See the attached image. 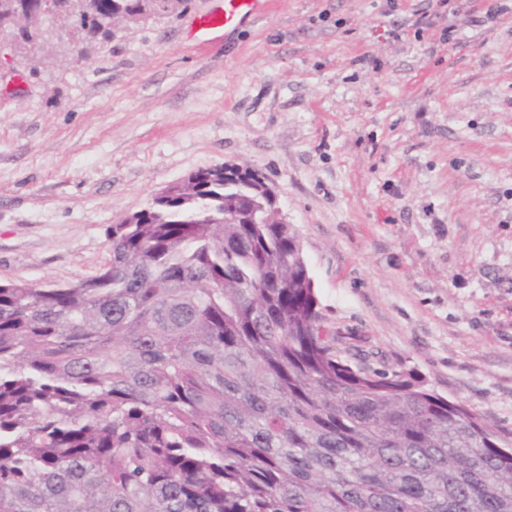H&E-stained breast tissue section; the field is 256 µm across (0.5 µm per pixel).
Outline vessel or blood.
<instances>
[{"label": "vessel or blood", "instance_id": "1", "mask_svg": "<svg viewBox=\"0 0 512 512\" xmlns=\"http://www.w3.org/2000/svg\"><path fill=\"white\" fill-rule=\"evenodd\" d=\"M211 8L195 16L190 33L199 44L213 43L261 15L269 0H211Z\"/></svg>", "mask_w": 512, "mask_h": 512}]
</instances>
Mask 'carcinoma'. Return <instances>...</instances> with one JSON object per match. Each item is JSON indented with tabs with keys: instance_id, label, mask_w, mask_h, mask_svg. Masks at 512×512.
Here are the masks:
<instances>
[{
	"instance_id": "cac0c4a2",
	"label": "carcinoma",
	"mask_w": 512,
	"mask_h": 512,
	"mask_svg": "<svg viewBox=\"0 0 512 512\" xmlns=\"http://www.w3.org/2000/svg\"><path fill=\"white\" fill-rule=\"evenodd\" d=\"M185 0H0L82 46ZM218 166L107 229L101 272L0 284V512H512V438L327 329L300 242Z\"/></svg>"
}]
</instances>
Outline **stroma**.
<instances>
[{"label":"stroma","instance_id":"obj_1","mask_svg":"<svg viewBox=\"0 0 512 512\" xmlns=\"http://www.w3.org/2000/svg\"><path fill=\"white\" fill-rule=\"evenodd\" d=\"M270 0L226 41L210 0L0 81V282L68 284L107 228L214 166L260 174L326 323L512 433V13L433 0ZM486 1L481 9L471 8L465 12L463 20L467 25L474 27H485L497 22V20L512 12V1L510 0H482Z\"/></svg>","mask_w":512,"mask_h":512}]
</instances>
